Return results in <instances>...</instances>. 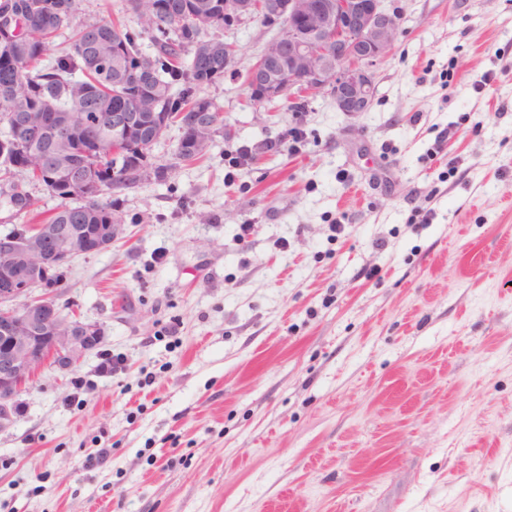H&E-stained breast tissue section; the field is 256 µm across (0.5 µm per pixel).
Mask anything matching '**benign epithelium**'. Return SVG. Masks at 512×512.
Listing matches in <instances>:
<instances>
[{"label":"benign epithelium","instance_id":"obj_1","mask_svg":"<svg viewBox=\"0 0 512 512\" xmlns=\"http://www.w3.org/2000/svg\"><path fill=\"white\" fill-rule=\"evenodd\" d=\"M266 17L279 34L247 70L254 102L281 100L300 87L329 97L350 118L370 110L374 67L400 34V16L385 0H266ZM251 20L252 0H224V26ZM285 57L288 66L277 67ZM117 233L116 224L76 233L64 224L0 237V253L11 263L0 271V431L15 423L27 383L48 361L72 368L103 339L98 325L72 321L52 299L29 295L49 287L53 272L71 258L111 247Z\"/></svg>","mask_w":512,"mask_h":512}]
</instances>
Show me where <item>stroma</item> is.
Returning <instances> with one entry per match:
<instances>
[{"label": "stroma", "instance_id": "1", "mask_svg": "<svg viewBox=\"0 0 512 512\" xmlns=\"http://www.w3.org/2000/svg\"><path fill=\"white\" fill-rule=\"evenodd\" d=\"M387 5L401 33L356 119L322 95L253 111L277 30H219L229 133L177 165L170 127L119 237L49 289L104 339L27 384L0 512H512V0ZM98 21L131 24L127 0H77L73 26Z\"/></svg>", "mask_w": 512, "mask_h": 512}]
</instances>
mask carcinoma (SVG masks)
<instances>
[{
  "label": "carcinoma",
  "mask_w": 512,
  "mask_h": 512,
  "mask_svg": "<svg viewBox=\"0 0 512 512\" xmlns=\"http://www.w3.org/2000/svg\"><path fill=\"white\" fill-rule=\"evenodd\" d=\"M139 32L110 22L79 26L70 46L50 55L58 31L70 25L76 0H0V188L26 218L20 230L58 224L81 228L112 224V194L137 188L127 175L142 152L151 151L152 113L177 124L175 159L194 160L204 150L193 143L180 115L203 112L224 131L215 103L200 95L224 78V55L232 44L204 40L208 27L224 26V0H128ZM151 35L144 53L138 34ZM144 116L137 136L112 128V114ZM45 116V131L33 134L29 118ZM29 156L28 182L60 200L53 212L33 209L27 190L15 181L13 156Z\"/></svg>",
  "instance_id": "1"
}]
</instances>
